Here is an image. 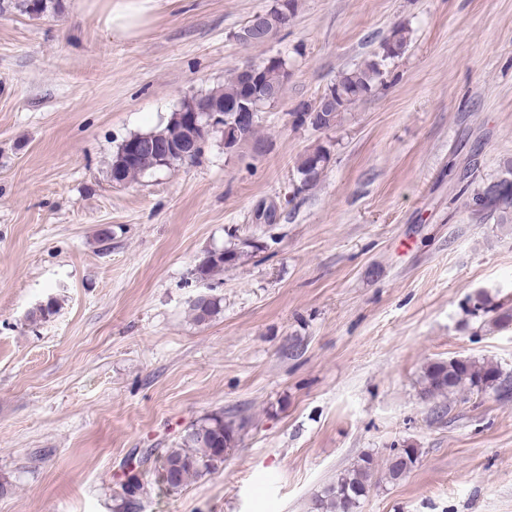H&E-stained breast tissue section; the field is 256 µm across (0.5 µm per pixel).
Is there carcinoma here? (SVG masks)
Here are the masks:
<instances>
[{
  "label": "carcinoma",
  "instance_id": "obj_1",
  "mask_svg": "<svg viewBox=\"0 0 512 512\" xmlns=\"http://www.w3.org/2000/svg\"><path fill=\"white\" fill-rule=\"evenodd\" d=\"M406 28L397 26L391 36L380 45V51L364 63L345 70L320 96L324 105V126L332 130L339 124L342 114L354 102L370 96L384 84L388 74V61L401 55L407 46ZM263 89L249 81L241 70L234 71L224 82V87L200 96V99L216 104L230 115L238 103L250 96L259 95ZM186 127L179 119L170 117L167 124L151 131L173 142L189 139ZM124 145H119L112 156L111 177L116 183H131L146 173L160 168L155 159L142 155L134 163L123 162ZM330 147L317 143L308 148L297 160L296 171L301 188L315 186L330 161ZM472 214L484 220L498 217L506 220L512 216V163L502 175L475 190L470 198ZM245 255L239 249H211L204 253L195 266L194 275L201 280H211L235 266ZM221 310V299L207 295L190 303L193 319L205 323ZM473 311L494 314L498 326L512 325V307L494 304L485 294L474 298ZM458 389L470 392H486L490 389L501 394L509 393L507 380L498 365L471 358L449 359L430 363L423 374L422 394L428 399L444 397ZM244 423L224 418V412L212 413L191 425L176 448H168L159 459L156 479L166 490L177 492L193 477L217 469L224 458L236 447ZM417 452L404 448L394 454L387 466L388 477L398 480L415 464ZM373 462L364 458L361 463L347 470L316 500L317 512H355L359 500L365 495L373 477Z\"/></svg>",
  "mask_w": 512,
  "mask_h": 512
}]
</instances>
